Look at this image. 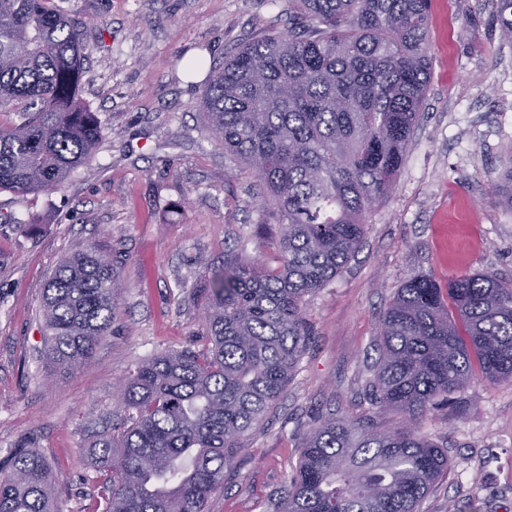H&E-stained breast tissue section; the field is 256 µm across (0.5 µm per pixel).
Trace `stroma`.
Here are the masks:
<instances>
[{"label":"stroma","instance_id":"35a3bbf8","mask_svg":"<svg viewBox=\"0 0 512 512\" xmlns=\"http://www.w3.org/2000/svg\"><path fill=\"white\" fill-rule=\"evenodd\" d=\"M63 2L105 20L87 31L78 89L104 136L61 189L24 202L0 193V459L36 446L58 512H93L105 474L89 445L127 416L115 384L159 353L206 347L198 290L225 252L279 265L277 215L251 170L209 138L199 102L208 66L295 19L288 0ZM494 11V0H431L429 84L405 165L354 258L307 297L310 345L209 512H274L305 434L327 415L397 427L368 386L380 318L405 281L476 270L512 280V210L488 187L512 163V44ZM194 57L205 67L187 72ZM95 239L124 265L112 328L80 371L52 375L44 288ZM460 397L422 425L449 468L418 512H512V380H477Z\"/></svg>","mask_w":512,"mask_h":512}]
</instances>
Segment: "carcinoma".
<instances>
[{
    "label": "carcinoma",
    "instance_id": "obj_1",
    "mask_svg": "<svg viewBox=\"0 0 512 512\" xmlns=\"http://www.w3.org/2000/svg\"><path fill=\"white\" fill-rule=\"evenodd\" d=\"M288 12L300 27L227 53L201 100L209 135L252 169L278 214L280 264L224 253L201 294L208 347L160 353L118 383L126 426L90 444L106 474L97 512H208L306 349L305 297L346 268L406 162L429 82V0H288ZM495 15L512 44V0H495ZM84 29L57 0H0V113L17 116L0 124V192L59 190L102 138L75 95ZM491 188L512 210V166ZM122 280L100 240L61 262L43 294L50 371L92 358ZM379 336L371 402L400 426L324 417L276 512H417L448 473L422 420L478 375L512 379V280L466 272L442 289L414 277ZM0 512H56L39 449L0 461Z\"/></svg>",
    "mask_w": 512,
    "mask_h": 512
}]
</instances>
